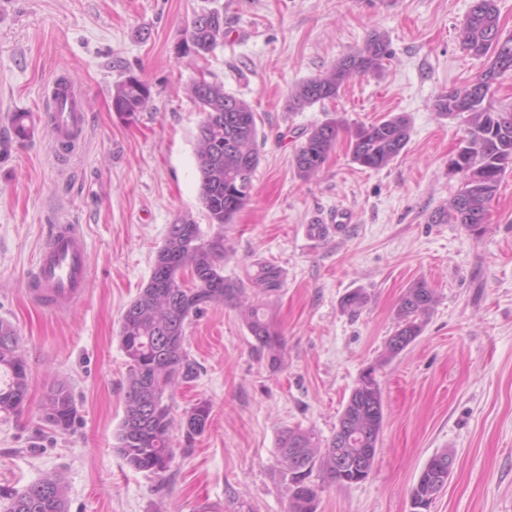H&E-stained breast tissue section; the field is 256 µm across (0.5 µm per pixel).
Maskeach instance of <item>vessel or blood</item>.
Returning a JSON list of instances; mask_svg holds the SVG:
<instances>
[{
	"instance_id": "1",
	"label": "vessel or blood",
	"mask_w": 512,
	"mask_h": 512,
	"mask_svg": "<svg viewBox=\"0 0 512 512\" xmlns=\"http://www.w3.org/2000/svg\"><path fill=\"white\" fill-rule=\"evenodd\" d=\"M82 93L65 77H57L44 96L55 151H69L85 136ZM89 246L76 224L51 225L38 258L29 272L27 292L33 302L66 311L84 297L89 278Z\"/></svg>"
}]
</instances>
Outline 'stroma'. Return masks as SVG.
Segmentation results:
<instances>
[{
  "label": "stroma",
  "instance_id": "35a3bbf8",
  "mask_svg": "<svg viewBox=\"0 0 512 512\" xmlns=\"http://www.w3.org/2000/svg\"><path fill=\"white\" fill-rule=\"evenodd\" d=\"M473 0H0V109L30 113L33 139L0 118V319L17 329L31 369L19 412L0 414V512L44 474H60L67 512H288L278 476L282 428L322 440L362 371L395 330L405 289L426 282L437 302L421 336L382 365L384 426L370 477L321 489L316 512H411V489L437 451L453 471L431 512H512V174L479 234L434 224L461 186L448 162L465 135L433 101L486 66L460 43ZM224 10V43L203 63L181 54L205 8ZM384 34L391 57L336 99L290 111L288 98L343 56ZM208 70L256 114L260 165L250 201L225 225L224 275L257 261L284 272L271 312L287 344L272 369L238 312L207 305L186 329L197 377L174 391L175 417L212 407L206 430L172 431L165 479L131 469L116 449L128 366L119 341L126 307L149 281L169 224L190 213L213 235L199 199L201 114L184 89ZM68 75L85 91L86 136L57 158L42 101ZM149 89L146 110L114 111L117 82ZM405 115L410 138L370 170L340 137L320 174L299 179L304 131L336 117L352 126ZM347 214L343 231L313 239L307 224ZM80 225L89 243L83 302L60 314L35 306L26 276L48 225ZM369 296L357 315L340 301ZM70 384L67 431L44 423L50 380Z\"/></svg>",
  "mask_w": 512,
  "mask_h": 512
}]
</instances>
